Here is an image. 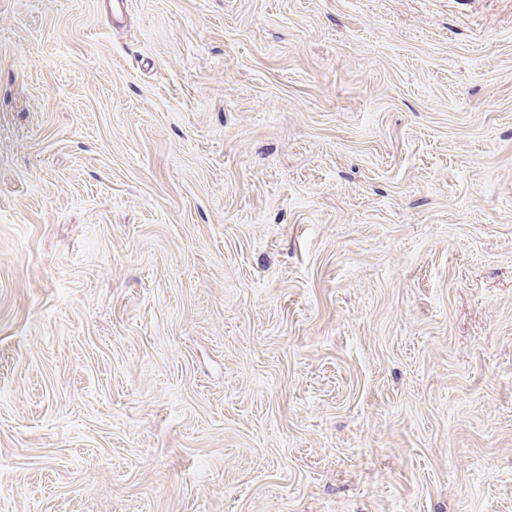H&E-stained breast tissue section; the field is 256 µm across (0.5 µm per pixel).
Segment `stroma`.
<instances>
[{"instance_id":"1","label":"stroma","mask_w":512,"mask_h":512,"mask_svg":"<svg viewBox=\"0 0 512 512\" xmlns=\"http://www.w3.org/2000/svg\"><path fill=\"white\" fill-rule=\"evenodd\" d=\"M0 0V512H512V0Z\"/></svg>"}]
</instances>
